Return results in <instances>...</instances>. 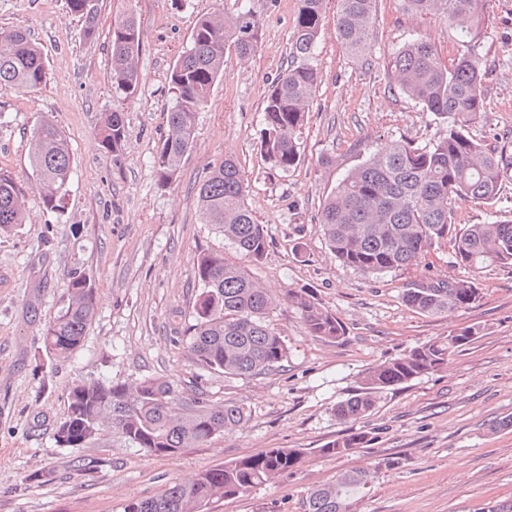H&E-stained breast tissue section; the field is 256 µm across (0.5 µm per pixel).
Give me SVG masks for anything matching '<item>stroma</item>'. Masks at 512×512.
<instances>
[{"label":"stroma","mask_w":512,"mask_h":512,"mask_svg":"<svg viewBox=\"0 0 512 512\" xmlns=\"http://www.w3.org/2000/svg\"><path fill=\"white\" fill-rule=\"evenodd\" d=\"M124 0H99L97 36L66 0H0V31L26 30L40 48L47 78L37 90L0 87V170L27 190L24 224L0 234V512H123L133 499L169 483L273 448H297L303 463L275 483L219 500L210 512H302L313 487L365 468L371 482L352 512H483L512 500V266L474 271L452 248L430 268L362 274L331 253L317 223L323 202L370 153L396 141L425 146L445 123L409 98L392 72L397 50L431 43L444 61L475 52L482 63L484 110L471 136L512 153V0H487L476 38L459 26L376 0L368 62L350 57L326 26L317 48L319 82L301 129V158L271 170L258 143L264 104L287 64L299 0H134L141 23L140 83L124 97L112 86L109 36ZM249 10L264 25L261 46L243 59L224 54V77L198 112L192 146L174 178L160 182L154 157L172 106L168 73L185 51L200 12ZM124 114L120 156L100 145L106 112ZM63 131L73 162L57 210L46 209L30 167L33 131L43 118ZM234 160L249 188L246 203L265 224L269 248L250 265L281 303L270 319L288 359L257 378L211 374L194 366L177 336L197 291L194 262L205 249L243 255L201 224L197 190L213 166ZM512 219V169L489 204H461L457 229ZM77 272L95 289L96 317L70 360L48 359L41 332L66 302L64 281ZM476 282L479 298L458 313L432 315L402 298L418 279ZM306 288L336 312L345 336H311L283 296ZM465 327L475 334L434 374L384 393L354 422L336 419V403L359 387L369 368L420 343ZM165 377L215 402L235 401L246 426L171 456L146 455L102 436L88 448L56 447L72 381ZM353 432L368 441L341 455L323 454Z\"/></svg>","instance_id":"obj_1"}]
</instances>
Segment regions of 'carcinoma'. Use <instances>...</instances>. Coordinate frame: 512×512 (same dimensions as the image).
<instances>
[{"label":"carcinoma","instance_id":"obj_1","mask_svg":"<svg viewBox=\"0 0 512 512\" xmlns=\"http://www.w3.org/2000/svg\"><path fill=\"white\" fill-rule=\"evenodd\" d=\"M333 18L336 36L352 56L370 53V30L376 0H338ZM288 64L272 83L260 133V147L270 167L286 172L300 159L299 135L318 85L316 47L326 25L324 0H299ZM415 12L432 14L448 23L460 17L482 21L484 0H404ZM70 14L84 22L85 37L96 36V0H67ZM263 38V23L250 11L226 17L218 10L198 16L189 46L169 71L173 105L168 133L154 159L159 180L170 181L191 147L198 112L215 84L224 77V52L241 58L255 53ZM112 85L132 96L139 86L141 24L132 5L112 26ZM403 92L447 125L442 137L423 147L395 142L369 155L351 169L323 202L318 224L330 251L342 264L364 274L384 275L429 266V257L453 244L456 262L477 271L512 266V220L472 224L454 232V215L461 203H489L497 198L512 156L474 139L469 126L484 108L480 59L462 56L444 64L439 52L420 39L400 48L393 60ZM46 78L41 50L22 30L0 32V84L31 91ZM122 112L105 113L99 128L102 148L119 156L126 140ZM31 167L43 203L60 206L72 171L67 139L50 118L33 132ZM247 183L229 159L214 167L198 188L201 223L228 241L253 263L269 246L264 225L246 204ZM26 190L20 180L0 171V232L24 223ZM198 291L191 320L177 340L199 369L232 376L266 375L288 358L285 339L270 314L278 302L243 265L229 261L222 250H202L196 258ZM67 303L43 329L48 357L68 359L83 346L96 314L95 291L80 273L65 279ZM294 307L311 335L327 342L345 336L336 313L307 289L290 290ZM479 298L471 281L420 282L403 292L409 307L429 314L466 309ZM475 335L467 327L444 338L419 344L366 371L357 393L339 402L336 418L355 421L370 413L382 395L414 378L433 374L448 356ZM67 417L54 433L56 445L88 448L110 434L128 448L149 455H171L199 447L249 419L242 403H214L203 395L187 396L178 384L162 377L128 382L73 381L66 393ZM367 442L363 433L329 443L321 452L339 455ZM303 453L296 448H272L232 460L189 480L171 482L160 494L130 501L123 512H208L216 499L233 497L272 483L297 468ZM358 470L311 489L303 512H350L351 496L370 480Z\"/></svg>","mask_w":512,"mask_h":512}]
</instances>
